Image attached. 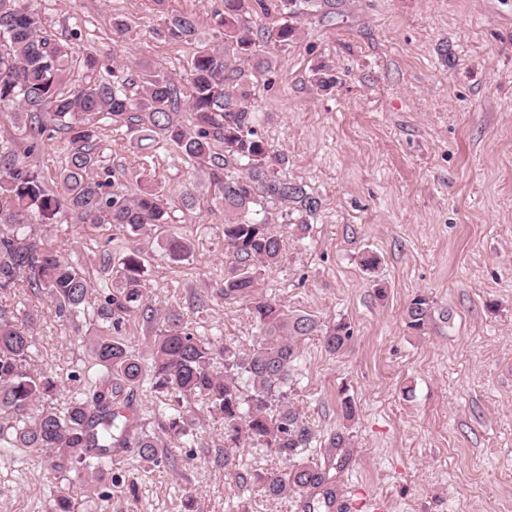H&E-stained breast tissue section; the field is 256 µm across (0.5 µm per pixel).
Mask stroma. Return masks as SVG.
I'll list each match as a JSON object with an SVG mask.
<instances>
[{"label": "stroma", "instance_id": "35a3bbf8", "mask_svg": "<svg viewBox=\"0 0 512 512\" xmlns=\"http://www.w3.org/2000/svg\"><path fill=\"white\" fill-rule=\"evenodd\" d=\"M26 5L51 39L76 43L62 91L116 75L133 95L143 69L187 75L199 45L214 39L224 0H168L169 13L197 17L189 42L167 36L152 0ZM117 19L127 25L119 42ZM294 24L293 41L264 44L272 68L246 66L245 80L258 135L285 157L278 177L305 185L320 205L301 216L263 201L285 253L261 271L257 293L353 331L338 355L315 336L298 344L282 392L318 437L302 456L323 462L332 435L348 438L330 475L352 512H512V0H340L334 14ZM89 53L101 69L84 66ZM96 126L116 189L157 190L192 241L175 261L142 232L145 304L194 335L244 351L258 344L248 300L224 293L233 259L219 191L137 123ZM39 231L77 254L95 282L103 251L117 257L125 246L110 225L69 213ZM368 255L375 269L363 266ZM418 293L434 309L420 335L404 316ZM0 310L38 313L32 370L65 378L90 368L84 336L58 322L44 294L0 291ZM345 395L356 407L350 420ZM184 408L196 433L168 437L158 464L127 448L104 470L59 480L40 457L0 455V512H48L63 482L78 491L77 512H187L189 501L197 512H301L302 495L238 488L239 476L283 469L274 450L225 451L223 421L199 397Z\"/></svg>", "mask_w": 512, "mask_h": 512}]
</instances>
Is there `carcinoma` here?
<instances>
[{
    "mask_svg": "<svg viewBox=\"0 0 512 512\" xmlns=\"http://www.w3.org/2000/svg\"><path fill=\"white\" fill-rule=\"evenodd\" d=\"M334 0H224L216 29L224 46L205 44L196 52L189 73L178 82L155 70L140 76L138 97H129L118 81H89L62 93L59 85L75 53L72 43L43 36L42 22L24 0H0V105L16 111L24 124L27 145L20 151L0 136V290L29 288L45 293L61 322L92 321L95 336L90 357L95 372L70 375L75 386L65 408H37L60 392L55 377L29 371L33 355L31 326L37 314L0 315V447L40 457L47 468L65 474L75 465L100 467L112 449L135 446L146 461L159 462L163 442L154 434H132V418L120 404L145 380L168 402L162 431L187 436L193 423L180 409L181 398L200 396L208 409L224 420V447L241 442L272 448L288 463L285 470L258 477L271 498L311 492L306 512L329 507L334 493L329 470L321 464L294 462L297 450L315 438L314 430L287 401L272 404L273 393L285 385L296 362L297 343L318 336L324 348L339 354L353 338L345 322L325 326L310 314L289 313L255 296L258 266L273 267L283 257L284 240L266 217H259L262 199H274L298 213H313L319 200L304 185L275 176L283 161L255 130L256 112L242 88L245 73L235 67L243 58L267 69L271 60L261 53L263 39L251 26L252 16L272 12L284 23L276 39L296 37L289 20ZM198 20L191 15L168 18V35L193 40ZM189 103L191 123L180 117V101ZM114 123L134 120L142 129L175 145L221 192L224 203V246L236 265L224 279V295L251 299L252 318L263 335L248 352L200 338L186 331L179 319L164 317L151 342L152 361L146 365L114 337L124 315L143 306V250L137 236L148 226L168 223L161 195L146 190L134 198L113 190L114 174L96 152L95 116ZM66 135L67 157L55 186L28 158L43 143L48 129ZM68 210L81 224H109L129 234V245L112 265V252L103 254L102 267L119 279L115 290L89 303L90 274L85 264L58 250L34 233V224H53ZM164 249L174 260L191 252V241L170 230ZM434 311L424 294L414 296L405 311L407 326L422 331ZM224 360V371L215 369ZM246 377V394L238 379ZM75 498L62 488L51 512H75Z\"/></svg>",
    "mask_w": 512,
    "mask_h": 512,
    "instance_id": "carcinoma-1",
    "label": "carcinoma"
}]
</instances>
